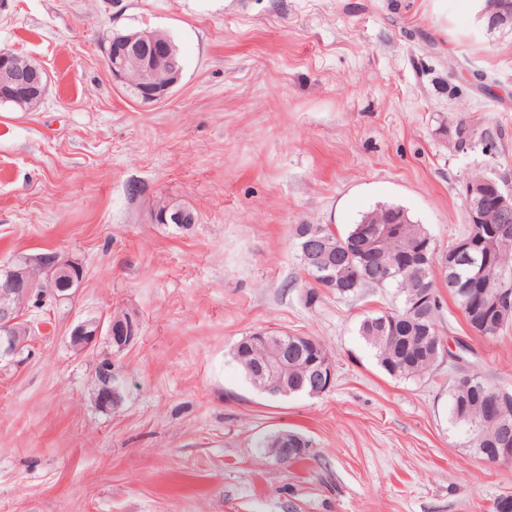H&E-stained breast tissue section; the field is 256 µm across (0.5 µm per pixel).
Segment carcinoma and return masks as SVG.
Segmentation results:
<instances>
[{"label": "carcinoma", "instance_id": "obj_1", "mask_svg": "<svg viewBox=\"0 0 512 512\" xmlns=\"http://www.w3.org/2000/svg\"><path fill=\"white\" fill-rule=\"evenodd\" d=\"M496 191L491 189L473 202L484 212L486 223L501 229L499 215L494 207ZM401 218L406 222L409 236L403 239H386L374 258H362L361 236L379 231L384 223ZM316 230L329 238L335 250L336 268L320 269L302 264L311 278L307 291L308 302L313 304L320 297L319 289L327 279L343 274L346 285L335 289L336 295L345 298L358 294L364 288H394L402 294V304L390 311L367 315L361 321L359 333L375 351L382 369L391 377L399 379L419 378L430 372L452 351L445 348L436 317L442 307L439 293L440 282L447 280L445 271H435L411 257V253L423 244L434 250L436 244L431 234L421 224L415 223L405 209L395 205H381L366 213L356 224L341 235H336L327 224H300L296 228L299 254H304L308 237L305 231ZM480 250L488 253L487 275L496 281L512 286V222L508 230L498 233L492 245L484 244ZM410 254L403 268L405 271L384 281H373L370 271L380 267L400 264V256ZM495 289L483 288L475 279L474 271L459 270L457 287L449 290L457 306L464 314L469 328L480 336L498 337L512 326V310L499 317L489 313ZM288 349V368L283 374L288 379V395L312 394L314 368L319 362L333 363L330 351L314 337L302 338L285 333H266V336L249 334L243 337L232 351V359L242 369L246 378H251L247 365L255 356L270 358L271 368L264 372L278 371L276 357L282 348ZM456 375L449 389V416L464 433L465 447L472 449L477 457L487 460L499 447L503 434L512 436V416L504 421L491 409L492 396L496 390L487 376L466 365L454 366Z\"/></svg>", "mask_w": 512, "mask_h": 512}]
</instances>
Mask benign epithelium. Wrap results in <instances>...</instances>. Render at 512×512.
Segmentation results:
<instances>
[{
  "label": "benign epithelium",
  "instance_id": "obj_1",
  "mask_svg": "<svg viewBox=\"0 0 512 512\" xmlns=\"http://www.w3.org/2000/svg\"><path fill=\"white\" fill-rule=\"evenodd\" d=\"M489 5L493 22L503 25L512 22V8L507 4L489 0ZM103 53L112 82L120 87L125 86L124 76L128 62L133 58L139 59L145 79L139 87L138 97L145 105L166 100L181 81L183 65L173 50L165 44L145 43L138 36L129 35L112 41V46L103 50ZM156 70L166 71L170 81L163 86L155 84L152 73ZM49 86L50 75L42 65L30 62L11 50L0 51L1 99L21 106L29 99H44ZM487 186L497 189V210L505 217L512 214V192L486 176L465 183L464 198L467 203H472L473 198L481 195ZM152 218L156 223H197V215L192 209L175 207L171 203L165 204L163 208L153 206ZM468 223L472 224L470 238L457 241L449 250L432 253L434 263L448 268V280L451 282L454 281V274L459 267L481 265L475 254L472 237L477 235L484 238L481 228L485 224L483 214L475 208L470 210ZM330 260L326 240L317 234L310 237L306 245L305 261L314 267L323 268L330 266ZM43 272V283L50 287L53 300L59 304L75 298L85 275L83 266L76 260L56 252L49 255L48 263L43 265ZM38 288L40 283L33 279L30 267L25 264L19 263L7 270H0V359L17 354L26 343V337L32 334L31 325L25 322V312L28 301ZM138 332V321L128 314L107 320L92 317L76 323L70 334V343L77 353L82 354L89 351L99 336L104 334L120 350L128 346ZM493 410L500 417L512 414V393L499 391L493 399ZM297 451L303 453L307 448L299 442L298 437L288 432L279 433L278 446L268 449L276 463L283 466L291 463Z\"/></svg>",
  "mask_w": 512,
  "mask_h": 512
}]
</instances>
